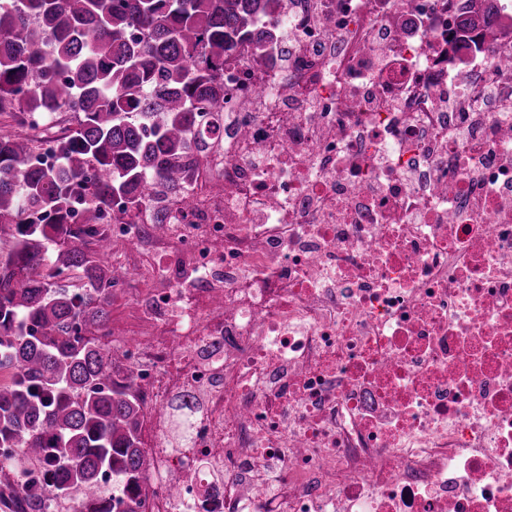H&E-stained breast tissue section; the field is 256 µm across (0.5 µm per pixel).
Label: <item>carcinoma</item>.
I'll return each instance as SVG.
<instances>
[{"instance_id":"carcinoma-1","label":"carcinoma","mask_w":512,"mask_h":512,"mask_svg":"<svg viewBox=\"0 0 512 512\" xmlns=\"http://www.w3.org/2000/svg\"><path fill=\"white\" fill-rule=\"evenodd\" d=\"M284 0H0V506L23 499L12 477L43 461L38 510L76 490L95 512L98 477H115L117 512H138L142 397L96 334L129 270L105 259L104 225L140 222L163 238L157 200L178 197L224 146V63L274 38L262 24ZM512 44L496 0L461 8ZM52 141L57 164L35 157ZM199 402L181 396L179 437Z\"/></svg>"}]
</instances>
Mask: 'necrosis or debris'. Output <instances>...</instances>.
<instances>
[{
  "instance_id": "1",
  "label": "necrosis or debris",
  "mask_w": 512,
  "mask_h": 512,
  "mask_svg": "<svg viewBox=\"0 0 512 512\" xmlns=\"http://www.w3.org/2000/svg\"><path fill=\"white\" fill-rule=\"evenodd\" d=\"M458 6L288 0L291 48L225 64L221 179L169 206L126 346L140 512H512V70ZM198 407V400L191 396L178 397L171 405V410L181 412L177 418V428L179 430L180 439H183L187 433L189 415L197 410Z\"/></svg>"
}]
</instances>
